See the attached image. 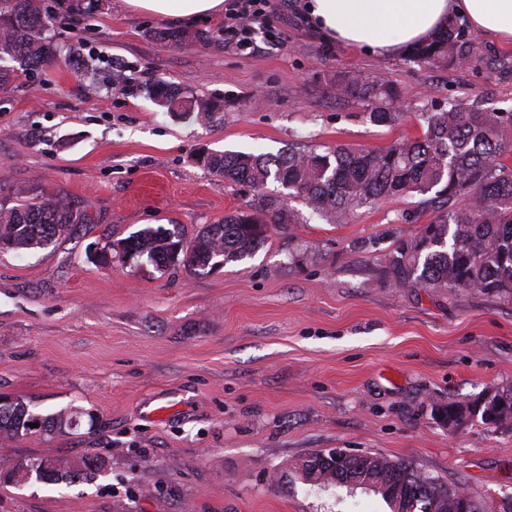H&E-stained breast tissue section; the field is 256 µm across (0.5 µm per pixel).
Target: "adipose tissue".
Wrapping results in <instances>:
<instances>
[{"label": "adipose tissue", "mask_w": 512, "mask_h": 512, "mask_svg": "<svg viewBox=\"0 0 512 512\" xmlns=\"http://www.w3.org/2000/svg\"><path fill=\"white\" fill-rule=\"evenodd\" d=\"M132 12L196 20L223 13L224 0H125ZM325 38L357 52L392 56L465 17L478 33L512 43V0H305Z\"/></svg>", "instance_id": "obj_1"}]
</instances>
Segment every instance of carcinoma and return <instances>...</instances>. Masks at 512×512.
<instances>
[{
  "label": "carcinoma",
  "mask_w": 512,
  "mask_h": 512,
  "mask_svg": "<svg viewBox=\"0 0 512 512\" xmlns=\"http://www.w3.org/2000/svg\"><path fill=\"white\" fill-rule=\"evenodd\" d=\"M50 18L43 0H0V61L10 59L22 73L33 77L44 67L69 69L81 56L80 49L62 51L46 35ZM414 58L431 65L460 67L483 60L482 49L454 21L418 46ZM328 86L338 99L369 102L398 101L396 89L384 80L361 73L338 72ZM154 98L170 112H182L200 121L214 122L221 105L192 92H184L163 80L155 84ZM423 132L378 149L336 147L323 152L290 149L271 156L242 152L205 154L200 165L226 183L245 184L254 194L247 211L224 217L220 224L201 227L188 241L174 224L147 226L118 242L122 262L146 259L160 269L178 267L191 275H204L218 264L238 262L252 256L268 240L272 224H298V212L288 199L302 200L314 212L336 224L345 222L355 210L396 197H421L430 219L416 235L394 244L379 258L383 278L395 287L448 288L476 291L503 298L512 297V167L502 157L512 149V112L479 108L461 97L448 105L422 114ZM368 120L375 125H396L401 113L374 107ZM282 190L267 191L269 182ZM92 218L62 196L20 192L11 207L0 204V250L17 252L41 249L69 233L76 224ZM90 426L96 416L82 411H59L42 415L19 398H0V437L22 439L47 437L55 430L76 428L82 416ZM39 427L34 428L32 424ZM330 461L310 464L302 460L298 469L305 479L323 487L336 470L342 480L350 477L368 485L381 496L390 512L393 500L409 502L412 512H461L459 493L468 494L467 512H488L489 505L468 482L450 487L410 463L366 456L359 463ZM109 465L103 454L78 460L39 458L0 465V485L20 484L23 473L36 468L37 480L71 481L91 476Z\"/></svg>",
  "instance_id": "cac0c4a2"
}]
</instances>
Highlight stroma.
Returning a JSON list of instances; mask_svg holds the SVG:
<instances>
[{
  "label": "stroma",
  "mask_w": 512,
  "mask_h": 512,
  "mask_svg": "<svg viewBox=\"0 0 512 512\" xmlns=\"http://www.w3.org/2000/svg\"><path fill=\"white\" fill-rule=\"evenodd\" d=\"M56 45L83 44L126 84L91 92L50 66L0 92V204L62 194L86 211L67 239L0 252V394L48 415L94 413L65 436L0 438V464L111 453L68 482L0 486V512H389L361 488L319 491L295 466L341 448L403 459L448 485L466 479L493 512L512 499V424L467 419L451 403L512 388V298L384 283L379 256L428 220L417 199L358 209L342 224L296 202L301 224L271 228L251 258L192 276L118 261L93 245L148 225L186 238L244 210L252 191L197 164L203 151L278 154L288 146L377 149L421 134L422 113L466 96L512 112V45L481 40L483 62L435 67L379 59L325 40L303 0L259 24L254 55L225 49L223 18L186 48L168 21L124 0H45ZM390 81L405 116L372 124L366 103L332 97L328 77ZM223 100L203 124L154 103L156 80Z\"/></svg>",
  "instance_id": "1"
}]
</instances>
